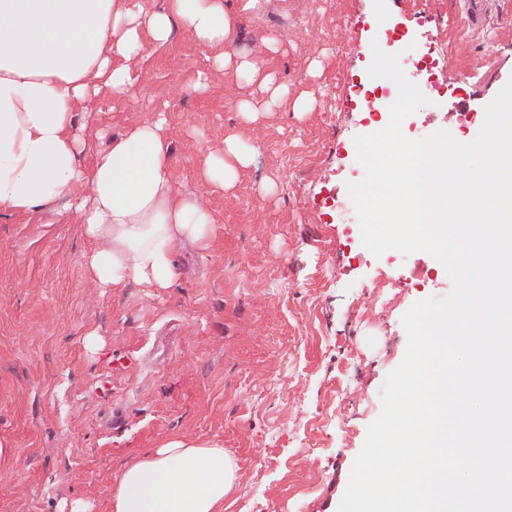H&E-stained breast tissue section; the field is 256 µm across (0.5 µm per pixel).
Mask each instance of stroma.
<instances>
[{"mask_svg": "<svg viewBox=\"0 0 512 512\" xmlns=\"http://www.w3.org/2000/svg\"><path fill=\"white\" fill-rule=\"evenodd\" d=\"M485 2L475 28L462 0H261L237 49L284 88L282 106L178 33L135 63L130 96L77 110L87 168L164 113L174 186L215 224L207 249L178 246L173 287L112 291L88 277L63 202L0 212V512H108L124 465L176 437L233 458L224 512H337L404 357L403 315L453 288L431 254L361 241L354 139L385 128L397 98L368 68L374 49L398 55L427 98L406 137L451 127L473 141L512 79V0ZM230 134L253 161L216 191L200 170Z\"/></svg>", "mask_w": 512, "mask_h": 512, "instance_id": "stroma-1", "label": "stroma"}]
</instances>
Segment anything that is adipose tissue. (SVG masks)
<instances>
[{"label":"adipose tissue","mask_w":512,"mask_h":512,"mask_svg":"<svg viewBox=\"0 0 512 512\" xmlns=\"http://www.w3.org/2000/svg\"><path fill=\"white\" fill-rule=\"evenodd\" d=\"M259 2L241 0L234 11L226 0H0V210L30 212L69 198L93 244L85 267L98 287H172L176 242L208 247L213 219L174 188L164 114L112 139L87 170L74 112L104 89L130 95L133 62L177 29L216 50L221 67L279 97L269 75L235 49L243 13ZM249 162L231 135L208 154L202 176L227 191ZM235 481L223 448L176 438L121 470L109 512H224Z\"/></svg>","instance_id":"ef3b65f1"}]
</instances>
